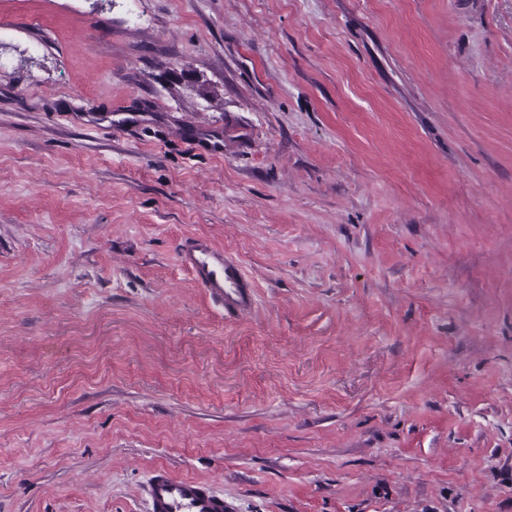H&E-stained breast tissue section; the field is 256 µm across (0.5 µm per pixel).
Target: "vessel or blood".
I'll return each instance as SVG.
<instances>
[{"label":"vessel or blood","mask_w":512,"mask_h":512,"mask_svg":"<svg viewBox=\"0 0 512 512\" xmlns=\"http://www.w3.org/2000/svg\"><path fill=\"white\" fill-rule=\"evenodd\" d=\"M181 263L227 314L247 312L254 303L253 285L238 259L208 238L187 236ZM152 512H224L222 496L192 480L156 470L147 486Z\"/></svg>","instance_id":"obj_1"}]
</instances>
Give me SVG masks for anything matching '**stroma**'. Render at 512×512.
Returning <instances> with one entry per match:
<instances>
[{"label":"stroma","mask_w":512,"mask_h":512,"mask_svg":"<svg viewBox=\"0 0 512 512\" xmlns=\"http://www.w3.org/2000/svg\"><path fill=\"white\" fill-rule=\"evenodd\" d=\"M160 467L512 512V0H0V512ZM181 263L195 281L229 315L247 312L254 303L253 285L238 259L216 247L208 238L189 235L181 251Z\"/></svg>","instance_id":"1"}]
</instances>
